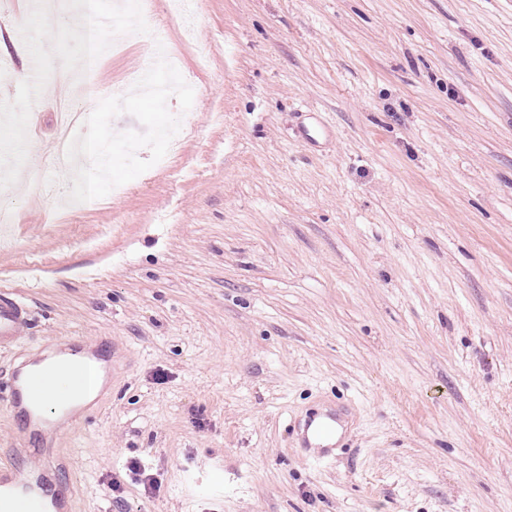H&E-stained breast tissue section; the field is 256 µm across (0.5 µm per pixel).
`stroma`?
<instances>
[{
  "mask_svg": "<svg viewBox=\"0 0 512 512\" xmlns=\"http://www.w3.org/2000/svg\"><path fill=\"white\" fill-rule=\"evenodd\" d=\"M34 2L0 0V286L31 314L0 389L63 340L113 360L50 439L0 403V459L53 460L69 512H512V0H101L121 43L83 92ZM158 41L178 83L134 105ZM61 100L107 180L53 167ZM99 365L100 364H98L99 378L96 385L84 392L79 399L60 406L63 411L54 419L57 424L66 422L71 415L78 412L82 407L90 404L98 396L104 384V374L103 371L99 369Z\"/></svg>",
  "mask_w": 512,
  "mask_h": 512,
  "instance_id": "35a3bbf8",
  "label": "stroma"
}]
</instances>
